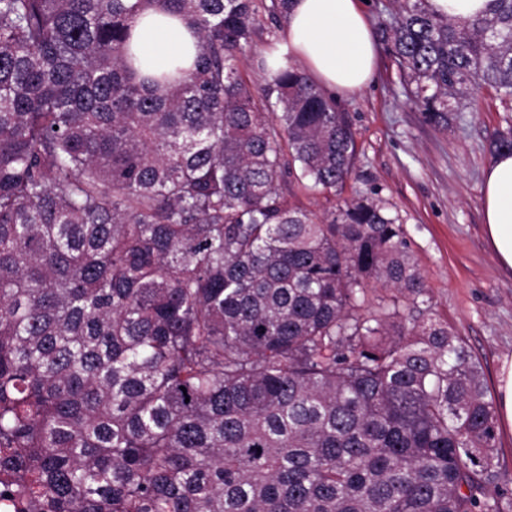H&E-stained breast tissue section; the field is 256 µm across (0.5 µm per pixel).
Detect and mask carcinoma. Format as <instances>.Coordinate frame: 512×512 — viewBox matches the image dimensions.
I'll return each instance as SVG.
<instances>
[{
    "label": "carcinoma",
    "mask_w": 512,
    "mask_h": 512,
    "mask_svg": "<svg viewBox=\"0 0 512 512\" xmlns=\"http://www.w3.org/2000/svg\"><path fill=\"white\" fill-rule=\"evenodd\" d=\"M379 35L426 119L512 112V0ZM148 8L197 36L142 73ZM254 0H0V472L24 512H508L496 408L398 218L325 219L347 122L296 64L249 85ZM276 104L281 112H270ZM397 302L364 307L366 287ZM281 187L288 195H293V200L312 210L320 218L325 216L335 203L332 198L327 199L325 194L305 190L289 178L282 182Z\"/></svg>",
    "instance_id": "cac0c4a2"
}]
</instances>
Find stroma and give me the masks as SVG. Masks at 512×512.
<instances>
[{
	"label": "stroma",
	"instance_id": "stroma-1",
	"mask_svg": "<svg viewBox=\"0 0 512 512\" xmlns=\"http://www.w3.org/2000/svg\"><path fill=\"white\" fill-rule=\"evenodd\" d=\"M255 4L262 26L243 72L259 85L264 75L256 57L278 40L284 21L271 17V0ZM379 51L375 81L359 94L335 98L355 144L341 197L374 192L399 216L436 313L463 337L488 391H495L500 364L512 359V272L500 268L487 243L481 188L505 108L486 89L449 126L433 125L408 100L387 45Z\"/></svg>",
	"mask_w": 512,
	"mask_h": 512
}]
</instances>
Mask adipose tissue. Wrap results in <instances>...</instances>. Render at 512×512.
I'll use <instances>...</instances> for the list:
<instances>
[{"instance_id":"ef3b65f1","label":"adipose tissue","mask_w":512,"mask_h":512,"mask_svg":"<svg viewBox=\"0 0 512 512\" xmlns=\"http://www.w3.org/2000/svg\"><path fill=\"white\" fill-rule=\"evenodd\" d=\"M196 39L179 19L148 10L135 29L141 64L164 70L190 66ZM374 33L358 0H292L279 41L265 54L270 70L300 63L313 82L344 95L360 93L378 64ZM484 224L503 269L512 271V153L495 155L483 173Z\"/></svg>"}]
</instances>
